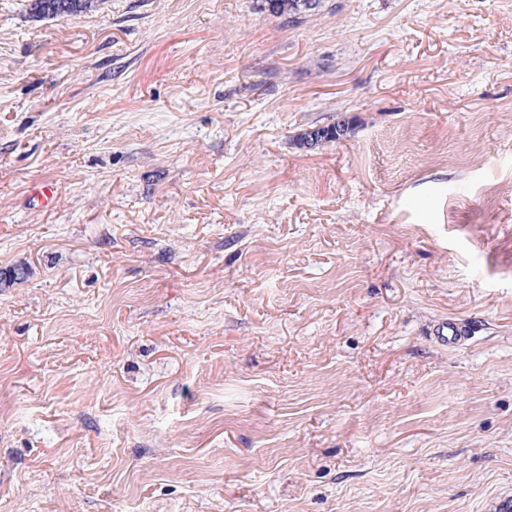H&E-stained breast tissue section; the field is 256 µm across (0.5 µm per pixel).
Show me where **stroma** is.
<instances>
[{"mask_svg": "<svg viewBox=\"0 0 512 512\" xmlns=\"http://www.w3.org/2000/svg\"><path fill=\"white\" fill-rule=\"evenodd\" d=\"M25 3L0 512H512V0ZM32 18L67 19L96 10L104 0H28ZM323 0H256L261 12H268L276 17H286L290 21L304 19L322 8ZM355 127L349 120H341L336 123L306 130L296 136L295 141L298 146L312 148L325 143H335L340 140L351 138ZM435 339L444 345H454L467 340L468 330L466 326L459 325L455 321L443 322L435 329Z\"/></svg>", "mask_w": 512, "mask_h": 512, "instance_id": "1", "label": "stroma"}]
</instances>
